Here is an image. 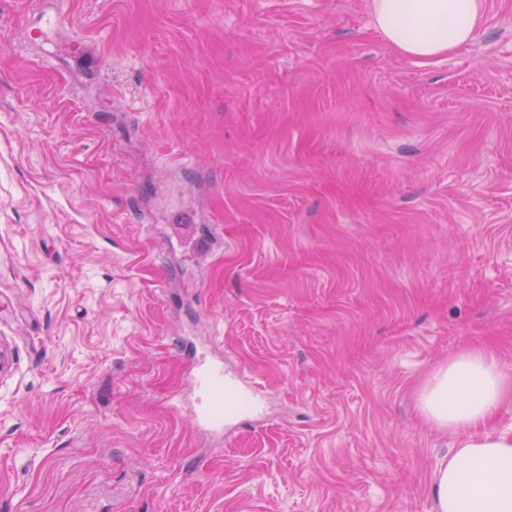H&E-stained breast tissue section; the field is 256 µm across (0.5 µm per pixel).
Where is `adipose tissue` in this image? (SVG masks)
<instances>
[{
    "label": "adipose tissue",
    "mask_w": 512,
    "mask_h": 512,
    "mask_svg": "<svg viewBox=\"0 0 512 512\" xmlns=\"http://www.w3.org/2000/svg\"><path fill=\"white\" fill-rule=\"evenodd\" d=\"M483 0H373L374 26L398 54L429 59L469 43ZM512 402V372L481 347L449 357L420 390L417 409L438 431L456 434L433 473L434 512H512V435L488 421Z\"/></svg>",
    "instance_id": "1"
}]
</instances>
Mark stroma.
<instances>
[{
	"mask_svg": "<svg viewBox=\"0 0 512 512\" xmlns=\"http://www.w3.org/2000/svg\"><path fill=\"white\" fill-rule=\"evenodd\" d=\"M474 345L512 368V0L428 60L372 0H0V512H433ZM200 348L253 425L173 409Z\"/></svg>",
	"mask_w": 512,
	"mask_h": 512,
	"instance_id": "35a3bbf8",
	"label": "stroma"
}]
</instances>
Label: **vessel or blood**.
Wrapping results in <instances>:
<instances>
[{
  "label": "vessel or blood",
  "instance_id": "b4317fda",
  "mask_svg": "<svg viewBox=\"0 0 512 512\" xmlns=\"http://www.w3.org/2000/svg\"><path fill=\"white\" fill-rule=\"evenodd\" d=\"M191 385L198 395V418L218 432L224 429L226 407L242 400L254 411L261 405L260 392L225 374L224 363L220 360L197 361Z\"/></svg>",
  "mask_w": 512,
  "mask_h": 512
}]
</instances>
